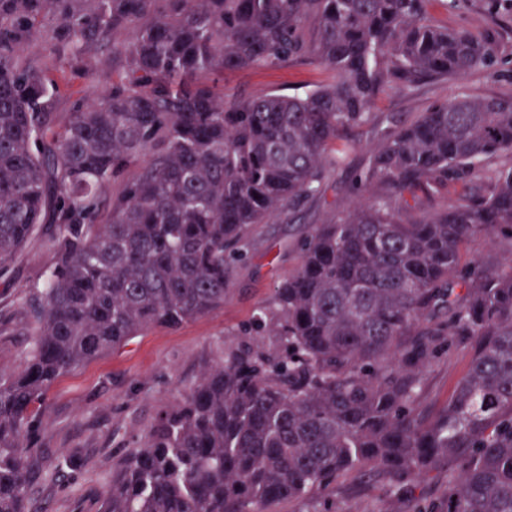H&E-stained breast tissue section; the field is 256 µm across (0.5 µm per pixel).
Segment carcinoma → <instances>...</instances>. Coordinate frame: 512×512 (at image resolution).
I'll return each instance as SVG.
<instances>
[{
    "label": "carcinoma",
    "instance_id": "carcinoma-1",
    "mask_svg": "<svg viewBox=\"0 0 512 512\" xmlns=\"http://www.w3.org/2000/svg\"><path fill=\"white\" fill-rule=\"evenodd\" d=\"M430 2L0 0V277L37 225L55 226L27 309L38 339L0 378V512H25L57 379L224 306L254 227L320 192L389 84L498 62ZM99 53L112 86L87 103L66 74L91 76ZM300 59L332 82L231 101L218 85ZM495 158L507 163L482 174ZM480 175L446 208L403 217L405 195ZM352 188L362 199L302 235L296 270L259 311L278 350L224 342L112 474L103 512H269L369 465L411 512H512V96L431 104ZM480 237L508 245L505 264L465 258ZM459 338L467 370L424 420L426 373ZM444 464L448 496L412 500L408 481Z\"/></svg>",
    "mask_w": 512,
    "mask_h": 512
}]
</instances>
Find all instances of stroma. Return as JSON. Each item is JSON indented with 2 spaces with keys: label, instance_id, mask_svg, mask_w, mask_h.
<instances>
[{
  "label": "stroma",
  "instance_id": "obj_1",
  "mask_svg": "<svg viewBox=\"0 0 512 512\" xmlns=\"http://www.w3.org/2000/svg\"><path fill=\"white\" fill-rule=\"evenodd\" d=\"M431 17L450 27H471L499 47L502 64L461 78L442 77L412 87L389 85L371 109L369 119L354 128V143L344 164L330 171L322 193L302 211L283 213L257 225L245 263L228 274L224 305L179 329H155L60 378L47 394L39 422L44 475L28 495L27 512H100L107 479L114 465L139 446L159 411L175 403L198 381L202 370L219 356L225 339L266 350L272 336H243L256 310L296 268V242L308 226L341 217L355 203L353 177L364 171L383 135L395 123L413 120L436 102L467 93L512 95V13L490 18L483 0H462L455 10L431 0ZM332 72L309 60L279 68L251 66L224 76L226 99L258 93H303L331 82ZM53 227L41 225L16 258L8 280L0 279V374L9 376L26 365L35 340L26 314L31 294L45 283L50 263L47 239ZM468 349L458 346L429 370L420 409L431 415L443 407L466 370ZM272 512H409L407 503L390 492V481L378 469L351 470L327 489L302 499H284Z\"/></svg>",
  "mask_w": 512,
  "mask_h": 512
}]
</instances>
